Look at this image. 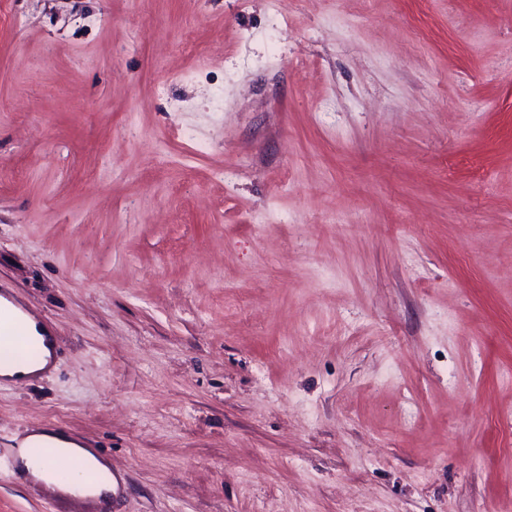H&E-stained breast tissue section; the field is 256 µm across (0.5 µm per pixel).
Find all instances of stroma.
I'll list each match as a JSON object with an SVG mask.
<instances>
[{
  "label": "stroma",
  "mask_w": 512,
  "mask_h": 512,
  "mask_svg": "<svg viewBox=\"0 0 512 512\" xmlns=\"http://www.w3.org/2000/svg\"><path fill=\"white\" fill-rule=\"evenodd\" d=\"M0 286V512H512V0H0ZM5 300L0 301V361L10 364L20 360L17 357L25 351L24 344L30 342L24 324V317L27 316L24 308ZM44 444H51L57 448L56 454L47 458L40 465L33 464L31 456L28 455V448H37ZM76 455H81L85 460V468L93 469L100 474H106L107 479L98 484L90 493H77L75 489L84 485L91 478V473L84 470H76L70 479L63 480L59 472L64 465L71 466ZM19 464L27 472L35 476L46 486L56 488L74 496H102L112 493V471L109 467L90 451L64 437L51 435L41 431L30 433L20 445L17 451ZM33 469H32V468Z\"/></svg>",
  "instance_id": "1"
}]
</instances>
